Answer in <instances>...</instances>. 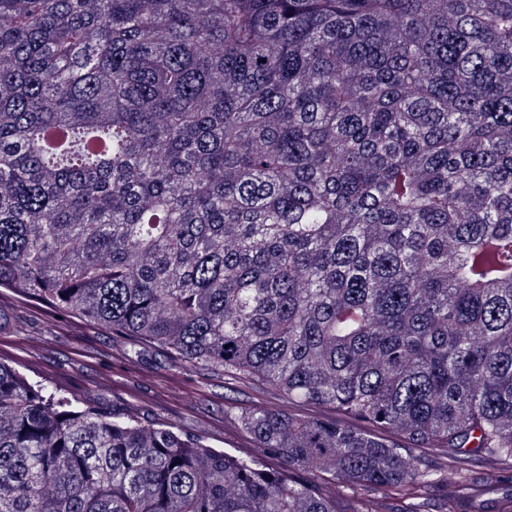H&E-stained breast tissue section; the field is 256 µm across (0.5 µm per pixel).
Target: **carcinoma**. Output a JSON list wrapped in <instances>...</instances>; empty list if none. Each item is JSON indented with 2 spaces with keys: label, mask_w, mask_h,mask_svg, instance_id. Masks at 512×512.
<instances>
[{
  "label": "carcinoma",
  "mask_w": 512,
  "mask_h": 512,
  "mask_svg": "<svg viewBox=\"0 0 512 512\" xmlns=\"http://www.w3.org/2000/svg\"><path fill=\"white\" fill-rule=\"evenodd\" d=\"M0 288L350 419L236 454L0 358V512H465L512 482V0H0Z\"/></svg>",
  "instance_id": "obj_1"
}]
</instances>
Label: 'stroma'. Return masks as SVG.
<instances>
[{
	"label": "stroma",
	"instance_id": "stroma-1",
	"mask_svg": "<svg viewBox=\"0 0 512 512\" xmlns=\"http://www.w3.org/2000/svg\"><path fill=\"white\" fill-rule=\"evenodd\" d=\"M0 357L91 402L174 423L211 447L232 452L248 451L250 440L230 412L271 402L246 383L183 366L154 349L147 352V368L134 369L110 330L5 288L0 289Z\"/></svg>",
	"mask_w": 512,
	"mask_h": 512
}]
</instances>
